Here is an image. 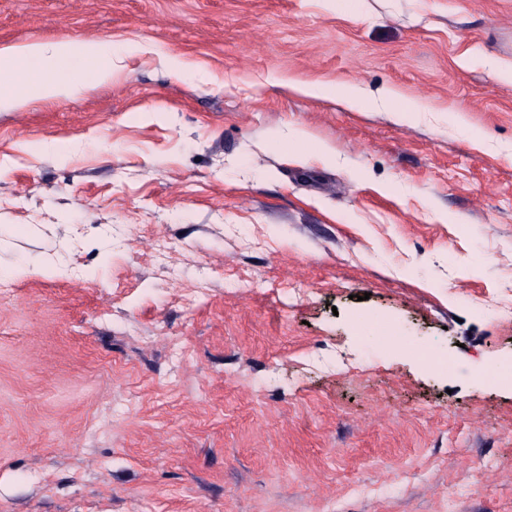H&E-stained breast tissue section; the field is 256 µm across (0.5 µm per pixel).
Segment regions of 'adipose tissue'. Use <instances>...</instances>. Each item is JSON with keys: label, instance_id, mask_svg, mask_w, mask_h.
I'll return each instance as SVG.
<instances>
[{"label": "adipose tissue", "instance_id": "adipose-tissue-1", "mask_svg": "<svg viewBox=\"0 0 512 512\" xmlns=\"http://www.w3.org/2000/svg\"><path fill=\"white\" fill-rule=\"evenodd\" d=\"M95 58L100 62L93 74H85L80 62ZM114 66L112 46L103 42L46 43L33 41L0 48V106L24 102V90L14 74L31 70L40 77L42 97H70L111 80Z\"/></svg>", "mask_w": 512, "mask_h": 512}]
</instances>
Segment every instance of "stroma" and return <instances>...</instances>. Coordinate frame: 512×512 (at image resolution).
<instances>
[{
    "mask_svg": "<svg viewBox=\"0 0 512 512\" xmlns=\"http://www.w3.org/2000/svg\"><path fill=\"white\" fill-rule=\"evenodd\" d=\"M33 39L120 64L0 108V512H512V0H0Z\"/></svg>",
    "mask_w": 512,
    "mask_h": 512,
    "instance_id": "35a3bbf8",
    "label": "stroma"
}]
</instances>
